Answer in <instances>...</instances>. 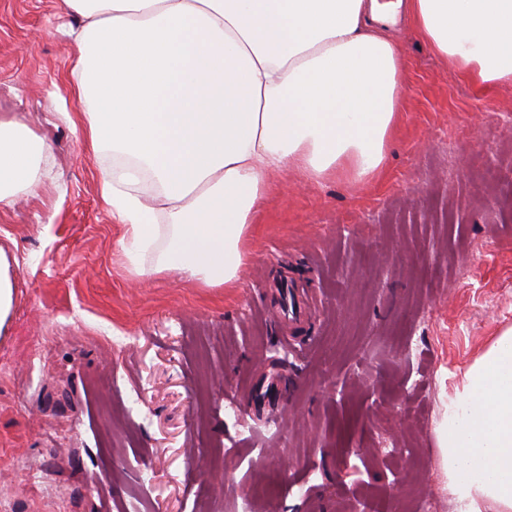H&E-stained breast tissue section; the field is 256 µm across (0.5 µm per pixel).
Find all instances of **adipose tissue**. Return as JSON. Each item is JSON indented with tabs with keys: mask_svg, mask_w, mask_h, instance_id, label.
<instances>
[{
	"mask_svg": "<svg viewBox=\"0 0 512 512\" xmlns=\"http://www.w3.org/2000/svg\"><path fill=\"white\" fill-rule=\"evenodd\" d=\"M85 139L128 159L100 192L137 274L233 285L275 176L357 183L386 163L407 19L484 88L512 86V0H62ZM46 143L0 119V206L36 185ZM153 205L131 190L140 174ZM458 512H512V327L462 370L438 429Z\"/></svg>",
	"mask_w": 512,
	"mask_h": 512,
	"instance_id": "adipose-tissue-1",
	"label": "adipose tissue"
}]
</instances>
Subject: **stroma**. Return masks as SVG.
Wrapping results in <instances>:
<instances>
[{
    "mask_svg": "<svg viewBox=\"0 0 512 512\" xmlns=\"http://www.w3.org/2000/svg\"><path fill=\"white\" fill-rule=\"evenodd\" d=\"M61 0H0V110L50 145L0 207L7 512H456L437 429L512 325V86L483 90L407 23L405 106L361 183H272L235 287L130 268L100 195ZM282 281L310 307L289 323ZM15 281L11 262L0 248V335L8 323L15 301Z\"/></svg>",
    "mask_w": 512,
    "mask_h": 512,
    "instance_id": "35a3bbf8",
    "label": "stroma"
}]
</instances>
